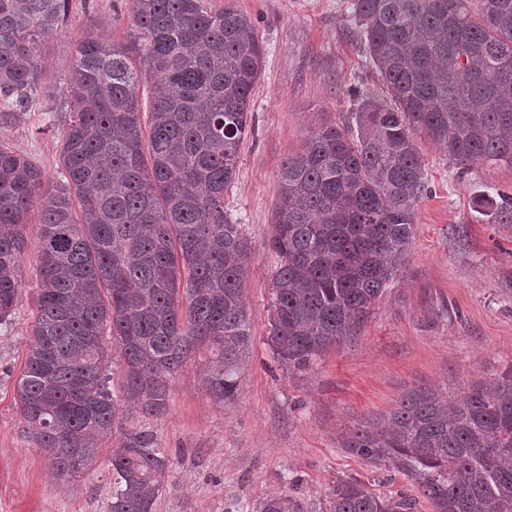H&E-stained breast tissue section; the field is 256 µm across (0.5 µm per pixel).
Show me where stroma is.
Segmentation results:
<instances>
[{
  "label": "stroma",
  "mask_w": 512,
  "mask_h": 512,
  "mask_svg": "<svg viewBox=\"0 0 512 512\" xmlns=\"http://www.w3.org/2000/svg\"><path fill=\"white\" fill-rule=\"evenodd\" d=\"M230 1L251 16L266 49L238 178L224 198L253 240L244 284L252 346L237 394L221 402L206 391L210 353L198 349L170 382L164 415L146 417L121 404L92 465L73 480L57 479L25 435L15 392L38 296L41 242L37 224H29L16 311L0 325V512H109L112 450L135 432L152 434L168 460L154 512H257L262 500L281 494L298 499L304 512H330L340 478L408 491L411 483L391 465L347 450L353 430L386 417L410 389L451 402L475 382L512 369V223H495L480 204L499 192L512 195V168L476 165L459 174L421 134L415 140L427 192L415 207L404 269L360 335L302 371L277 359L267 342L275 266L267 242L281 166L322 126L351 122L350 88L382 99L387 89L351 20V0L212 3ZM130 9V0H70L63 23L41 45L45 79L36 108L0 126V142L40 167L46 190L57 184L61 136L44 109L63 101L86 26L98 22L106 38L122 40Z\"/></svg>",
  "instance_id": "obj_1"
}]
</instances>
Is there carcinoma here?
Masks as SVG:
<instances>
[{
	"mask_svg": "<svg viewBox=\"0 0 512 512\" xmlns=\"http://www.w3.org/2000/svg\"><path fill=\"white\" fill-rule=\"evenodd\" d=\"M68 3L0 0L1 124L36 102L41 44ZM351 18L390 102L350 92L355 125L321 127L282 165L267 340L297 370L358 335L405 265L426 190L415 134L463 173L477 162L512 167V0H353ZM264 59L251 17L233 4L132 0L126 41L89 29L65 100L45 109L61 134L55 193L43 195L40 168L0 143V324L17 306L37 209L39 295L16 398L60 477L80 474L112 435L111 344L125 365L121 391L146 416L166 412L168 382L202 344L211 394H236L252 341L243 282L253 245L224 196ZM494 214L512 223V195L499 194ZM346 448L392 463L433 512H512V371L450 407L413 388ZM111 466L110 512H153L167 469L153 438L128 434ZM260 508L303 512L290 496ZM330 508L415 512L417 499L349 478Z\"/></svg>",
	"mask_w": 512,
	"mask_h": 512,
	"instance_id": "carcinoma-1",
	"label": "carcinoma"
}]
</instances>
